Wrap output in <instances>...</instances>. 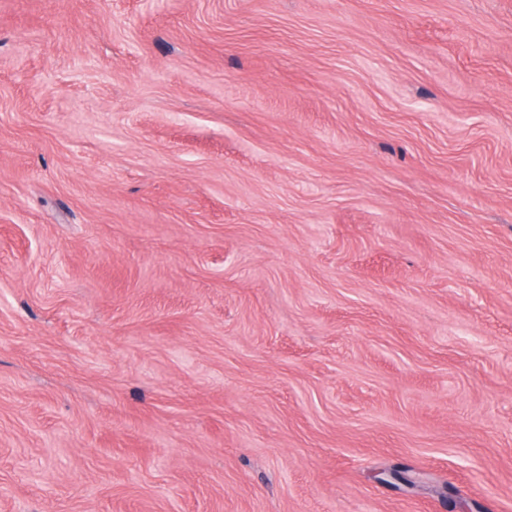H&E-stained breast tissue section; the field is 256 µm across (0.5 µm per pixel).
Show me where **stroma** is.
Segmentation results:
<instances>
[{
	"mask_svg": "<svg viewBox=\"0 0 512 512\" xmlns=\"http://www.w3.org/2000/svg\"><path fill=\"white\" fill-rule=\"evenodd\" d=\"M0 512H512V0H0Z\"/></svg>",
	"mask_w": 512,
	"mask_h": 512,
	"instance_id": "stroma-1",
	"label": "stroma"
}]
</instances>
